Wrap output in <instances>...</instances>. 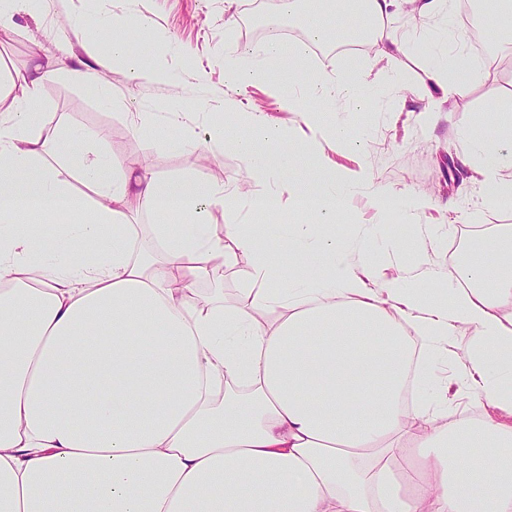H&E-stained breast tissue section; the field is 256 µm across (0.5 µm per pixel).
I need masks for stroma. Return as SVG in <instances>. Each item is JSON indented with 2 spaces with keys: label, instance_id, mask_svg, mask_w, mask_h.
Returning a JSON list of instances; mask_svg holds the SVG:
<instances>
[{
  "label": "stroma",
  "instance_id": "35a3bbf8",
  "mask_svg": "<svg viewBox=\"0 0 512 512\" xmlns=\"http://www.w3.org/2000/svg\"><path fill=\"white\" fill-rule=\"evenodd\" d=\"M74 16L122 21L147 18L154 28L166 31L170 40L159 45L143 34L137 40V51L146 58L164 56L176 66L190 61L181 86L172 89L136 82L126 70L113 68L105 76L117 101L104 104L93 85L68 74L82 54L78 36L69 25ZM283 23L292 30L305 27L302 19H283L272 7L246 13L240 0L230 6L225 0H43L38 16L17 14L11 29L0 30V91L10 92L15 71L36 67L51 71L43 87L40 121H63L90 133L106 132L110 155L148 160L155 172L166 177L191 174L204 183L242 181L246 173L231 150L203 156L207 126H197L189 139L178 126L168 127L162 136L136 134L128 115L153 111L159 100L173 94L182 98L189 112L198 111L205 101L222 99L225 55L261 54L264 42L257 39V31ZM36 38L43 44L37 54L32 51ZM406 46V55L395 61H377L373 49L367 47L355 56L335 53L309 63L310 71L336 78L359 58L367 61L377 79V110L361 112L352 107L344 115L358 141L364 143V151L339 144L329 150L330 159L347 168L367 162L378 182L429 200L417 212L394 211L388 223H383V238L373 240V256L390 277L401 274L402 264L386 259L384 237L404 239L420 232L422 259L440 267L472 248L473 226L512 225V206L487 207L478 175L463 162L466 134L496 136L499 113H512V60L489 53L482 62L488 78L455 97L447 112L431 120L424 114L428 99L417 78L428 47L418 40L407 41ZM378 222V211L361 193L336 210V230L342 235L360 236L365 227Z\"/></svg>",
  "mask_w": 512,
  "mask_h": 512
}]
</instances>
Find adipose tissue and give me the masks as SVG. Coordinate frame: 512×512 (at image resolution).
Segmentation results:
<instances>
[{
  "label": "adipose tissue",
  "mask_w": 512,
  "mask_h": 512,
  "mask_svg": "<svg viewBox=\"0 0 512 512\" xmlns=\"http://www.w3.org/2000/svg\"><path fill=\"white\" fill-rule=\"evenodd\" d=\"M304 15L311 35L333 41L362 31L377 58L405 53L387 33L392 19L426 18L431 53L419 80L437 117L450 98L488 73L452 75L465 37L448 0H280ZM109 19L76 21L86 54L70 75L101 83L115 66L136 80L177 87L164 58L141 59L131 41L100 46ZM294 72L284 97L303 128H281L233 101L206 105L212 149H231L268 213L305 196L311 220L268 235L226 222L247 203L240 182L168 178L138 160L108 155L103 134L36 121L49 75L19 71L0 113V512H512V225L476 228L469 260L416 264L388 278L335 232L336 208L363 193L389 212L392 191L361 166H336L326 147H357L349 127L326 122L341 101L369 107L365 68L352 80L305 78L307 50L272 44L263 59L224 58V76L243 87L270 66ZM275 152L264 158L255 145ZM80 146L77 173L94 195H74L50 162ZM315 158L306 188L281 182L300 146ZM487 205L512 198V114L495 138L469 136ZM178 206L184 221L166 220ZM65 216L46 235L34 212ZM153 216L143 250L133 215ZM251 265L240 303L197 300L192 287L220 279L240 255ZM298 263L283 278L282 257ZM463 351L448 349L458 332ZM463 366L478 416L459 415L432 389V364ZM424 429L405 437L406 417ZM483 449L465 461L463 443Z\"/></svg>",
  "instance_id": "adipose-tissue-1"
}]
</instances>
